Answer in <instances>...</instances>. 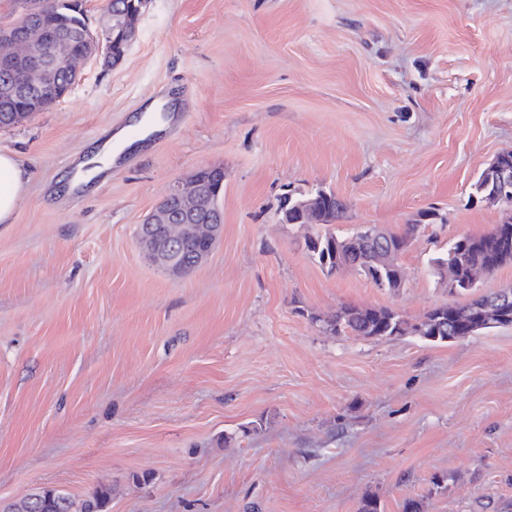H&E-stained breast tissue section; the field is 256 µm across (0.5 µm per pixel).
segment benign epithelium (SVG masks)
<instances>
[{
	"mask_svg": "<svg viewBox=\"0 0 512 512\" xmlns=\"http://www.w3.org/2000/svg\"><path fill=\"white\" fill-rule=\"evenodd\" d=\"M106 31L118 29L127 44L136 39L133 16L121 7L120 0H112ZM31 21L0 28V73L13 77V86L31 89L36 99L63 97L69 90L60 76L74 59L88 61L102 57L116 63L122 56L110 48L81 52L56 30L49 26H34ZM496 190L492 199L499 201L512 189V170L492 162ZM212 168L196 170L188 179L174 183L164 199L151 211L139 231V244L149 258L167 274L181 278L187 274L186 258L198 267L211 252L223 230V214L217 206L218 195L213 192L201 173ZM512 304V290L487 295L485 309Z\"/></svg>",
	"mask_w": 512,
	"mask_h": 512,
	"instance_id": "obj_1",
	"label": "benign epithelium"
}]
</instances>
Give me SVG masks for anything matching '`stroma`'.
<instances>
[{
	"instance_id": "1",
	"label": "stroma",
	"mask_w": 512,
	"mask_h": 512,
	"mask_svg": "<svg viewBox=\"0 0 512 512\" xmlns=\"http://www.w3.org/2000/svg\"><path fill=\"white\" fill-rule=\"evenodd\" d=\"M162 97L178 125L57 193ZM510 149L512 0H148L120 62L0 127L29 176L0 225V508L48 487L108 490L109 512H512V326L433 344L320 323L461 303L430 260L500 223L474 184ZM207 166L223 232L172 278L139 227ZM318 189L347 205L340 235L436 215L402 288L310 259L279 205Z\"/></svg>"
}]
</instances>
